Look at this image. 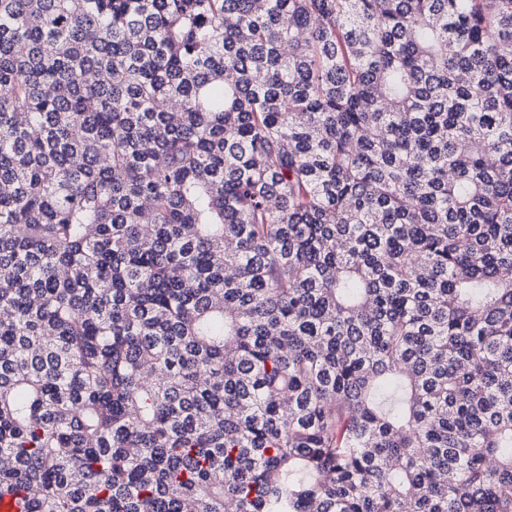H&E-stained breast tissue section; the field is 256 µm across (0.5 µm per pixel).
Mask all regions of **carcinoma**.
Segmentation results:
<instances>
[{
  "mask_svg": "<svg viewBox=\"0 0 512 512\" xmlns=\"http://www.w3.org/2000/svg\"><path fill=\"white\" fill-rule=\"evenodd\" d=\"M512 0H0V492L512 512Z\"/></svg>",
  "mask_w": 512,
  "mask_h": 512,
  "instance_id": "obj_1",
  "label": "carcinoma"
}]
</instances>
